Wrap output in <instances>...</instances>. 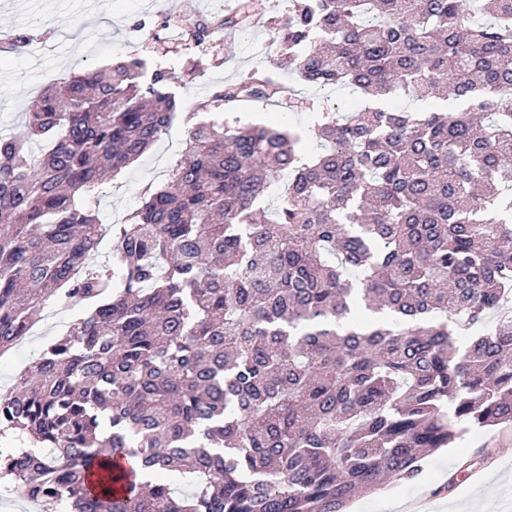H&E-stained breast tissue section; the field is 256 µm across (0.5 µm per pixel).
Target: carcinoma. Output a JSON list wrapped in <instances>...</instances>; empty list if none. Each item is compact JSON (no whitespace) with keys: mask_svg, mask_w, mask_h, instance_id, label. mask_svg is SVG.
Segmentation results:
<instances>
[{"mask_svg":"<svg viewBox=\"0 0 512 512\" xmlns=\"http://www.w3.org/2000/svg\"><path fill=\"white\" fill-rule=\"evenodd\" d=\"M263 26L247 0L220 23ZM278 42L304 84L368 105L319 113L305 159L296 132L197 120L280 98L272 72L215 88L110 264L83 200L167 130L168 72L75 75L0 136V355L80 306L0 396V476L26 499L346 512L512 425V0H291Z\"/></svg>","mask_w":512,"mask_h":512,"instance_id":"cac0c4a2","label":"carcinoma"}]
</instances>
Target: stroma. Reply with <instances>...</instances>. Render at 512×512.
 <instances>
[{"instance_id": "obj_1", "label": "stroma", "mask_w": 512, "mask_h": 512, "mask_svg": "<svg viewBox=\"0 0 512 512\" xmlns=\"http://www.w3.org/2000/svg\"><path fill=\"white\" fill-rule=\"evenodd\" d=\"M236 0H0V31L23 34L26 47L0 58V133L17 132L24 114L48 87L84 71L102 69L126 56L169 72L185 108L207 98L214 86L238 79L254 68L278 71L292 87L291 99L255 101L245 108H224L246 123L300 130L304 151L316 152L310 131L319 113L353 112L364 101L345 88L319 90L296 74L279 70L277 30L286 18L288 0H251L252 10L268 18L254 33L225 31L198 48L191 32L198 20L217 7L231 9ZM188 138L175 119L160 140L139 160L107 183L89 207L105 224L122 223L142 202L147 186L163 183ZM75 313L57 305L44 309L35 334L0 356V386L13 387L54 337L65 333ZM427 500L436 512H512V429L469 432L424 463L413 482H396L383 491L357 497L347 512H415Z\"/></svg>"}]
</instances>
